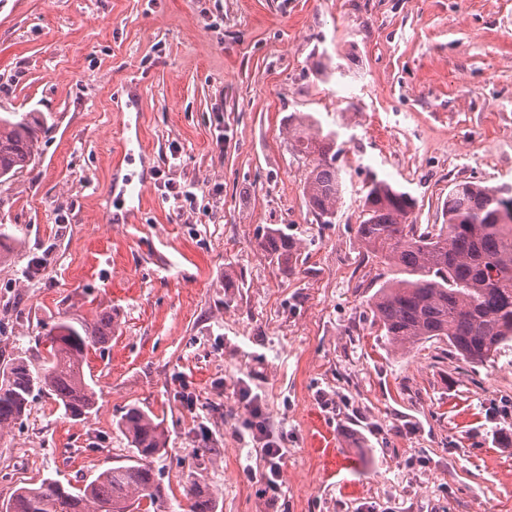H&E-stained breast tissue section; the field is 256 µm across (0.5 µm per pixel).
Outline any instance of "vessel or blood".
<instances>
[{
    "instance_id": "b4317fda",
    "label": "vessel or blood",
    "mask_w": 512,
    "mask_h": 512,
    "mask_svg": "<svg viewBox=\"0 0 512 512\" xmlns=\"http://www.w3.org/2000/svg\"><path fill=\"white\" fill-rule=\"evenodd\" d=\"M132 128L129 113H121L112 145L116 172L103 192V221L107 224L131 223L142 208L145 190L151 183V155L136 149L130 135Z\"/></svg>"
}]
</instances>
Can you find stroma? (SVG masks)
<instances>
[{
  "label": "stroma",
  "mask_w": 512,
  "mask_h": 512,
  "mask_svg": "<svg viewBox=\"0 0 512 512\" xmlns=\"http://www.w3.org/2000/svg\"><path fill=\"white\" fill-rule=\"evenodd\" d=\"M129 78L158 177L139 223L105 224ZM1 112L46 130L0 185L19 238L0 361L36 355L60 318L106 309L117 327L89 356L96 414L38 394L0 432V503L129 463L116 419L137 404L167 432L164 512L194 480L218 512H512V349L479 366L436 340L391 353L367 308L391 272L356 238L372 180L409 192L423 225L443 223L454 181L512 186V0H0ZM304 114L336 134L328 224L288 135ZM167 182L195 183L193 210L172 211ZM272 224L301 244L296 274L258 245ZM245 388L283 447L273 507ZM321 425L335 457L313 444Z\"/></svg>",
  "instance_id": "1"
}]
</instances>
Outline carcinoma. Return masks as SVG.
<instances>
[{"mask_svg":"<svg viewBox=\"0 0 512 512\" xmlns=\"http://www.w3.org/2000/svg\"><path fill=\"white\" fill-rule=\"evenodd\" d=\"M45 119L38 112L0 113V184L33 164ZM295 150L310 159L303 194L308 210L331 223L343 193L336 165L335 133H323L310 116L289 131ZM415 200L385 180L367 187L358 242L394 270L367 306L396 353L439 340L473 365L494 359L512 345V187L457 181L448 190L442 224L410 223ZM260 245L288 272L297 268L299 243L281 227L269 226ZM116 324L112 312L93 322L58 319L41 327L37 343L46 355H20L0 365V432L22 422L30 398L47 394L71 419H86L97 399L84 368L89 351L109 348ZM117 427L135 460L99 472L81 487L44 478L16 488L5 512H133L143 499L162 506L163 489L153 460L166 449L162 423L151 411L129 405ZM188 512H217L218 502L193 482Z\"/></svg>","mask_w":512,"mask_h":512,"instance_id":"obj_1","label":"carcinoma"}]
</instances>
